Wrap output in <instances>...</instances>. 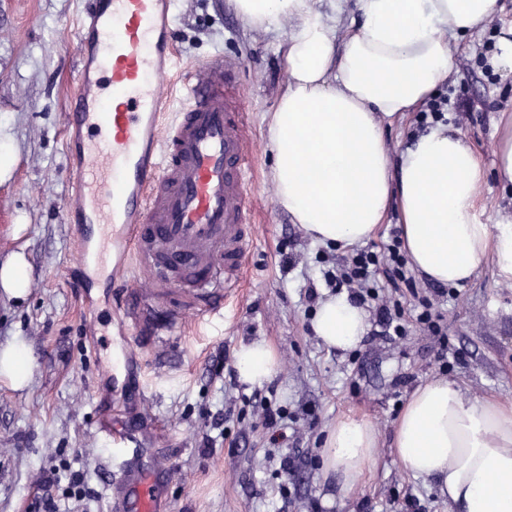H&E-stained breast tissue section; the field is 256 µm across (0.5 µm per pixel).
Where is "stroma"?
<instances>
[{"label": "stroma", "instance_id": "1", "mask_svg": "<svg viewBox=\"0 0 512 512\" xmlns=\"http://www.w3.org/2000/svg\"><path fill=\"white\" fill-rule=\"evenodd\" d=\"M82 8L83 0H0V142L10 164L0 179V261L21 251L31 270L26 300L0 297V346L22 338L34 358L26 388L0 382V512H43L36 483L66 464L85 471L92 491L69 500L72 512H106L111 425L135 430L165 468L158 488L165 512H454L397 462L394 423L416 387L434 377L472 397L512 402V282L487 261L471 281L448 288L435 306L448 327L447 363L437 341L416 330L393 343L327 348L311 329L305 297L311 285L327 290L322 247L275 204L267 177L264 117L288 78L279 47L292 22L256 31L227 0H174L176 71L217 54L237 63L255 150L249 273L228 305L202 318L176 284L136 271L133 290L98 288L94 312H83L65 222L72 191L65 113ZM488 38L482 30L452 41L453 75L441 87L467 108L457 129L487 164L501 115L512 110V74L482 62ZM18 224L23 233H15ZM255 340L277 353V402L297 416L286 450L297 468L287 477L277 472L281 451L243 401L252 387L212 367L220 352ZM344 417L370 421L378 436L367 479L345 498L322 467L326 432ZM207 436L214 449L204 448ZM411 495L419 508L408 506Z\"/></svg>", "mask_w": 512, "mask_h": 512}]
</instances>
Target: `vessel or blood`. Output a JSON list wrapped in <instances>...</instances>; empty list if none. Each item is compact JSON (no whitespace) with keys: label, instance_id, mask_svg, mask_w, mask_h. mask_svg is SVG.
<instances>
[{"label":"vessel or blood","instance_id":"obj_1","mask_svg":"<svg viewBox=\"0 0 512 512\" xmlns=\"http://www.w3.org/2000/svg\"><path fill=\"white\" fill-rule=\"evenodd\" d=\"M171 14V0H89L66 114V215L88 278L113 283L133 266L205 301L246 272L253 138L235 63L220 54L183 74L189 101L170 111ZM115 439L113 512H157L164 471L133 430Z\"/></svg>","mask_w":512,"mask_h":512}]
</instances>
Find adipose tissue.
Returning <instances> with one entry per match:
<instances>
[{
	"label": "adipose tissue",
	"instance_id": "ef3b65f1",
	"mask_svg": "<svg viewBox=\"0 0 512 512\" xmlns=\"http://www.w3.org/2000/svg\"><path fill=\"white\" fill-rule=\"evenodd\" d=\"M249 27L288 17L281 46L288 82L265 118L275 201L316 244L346 247L376 236L390 208L399 212L407 256L431 282L458 287L492 261L512 281V224H484L478 190L488 172L459 131L437 124L414 136L392 164L382 120L419 111L451 72L453 39L477 32L497 0H356L359 24L338 33L316 0H230ZM312 328L328 347H358L367 315L347 294L320 300ZM24 341L0 347V380L30 378ZM243 383L259 386L279 369L275 351L254 341L235 353ZM376 433L342 419L323 450L325 474L342 495L362 483ZM405 472L432 481L461 512H512V403L473 398L434 378L408 397L393 431Z\"/></svg>",
	"mask_w": 512,
	"mask_h": 512
}]
</instances>
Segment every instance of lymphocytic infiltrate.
<instances>
[{"mask_svg": "<svg viewBox=\"0 0 512 512\" xmlns=\"http://www.w3.org/2000/svg\"><path fill=\"white\" fill-rule=\"evenodd\" d=\"M401 245V238L394 234L388 243L353 250L340 258L335 272L326 273V283L332 290L347 291L357 305L373 309L371 339L393 341L407 336L413 327L444 339L447 330L442 317L430 296L417 289ZM408 296L414 299V307H406Z\"/></svg>", "mask_w": 512, "mask_h": 512, "instance_id": "lymphocytic-infiltrate-1", "label": "lymphocytic infiltrate"}]
</instances>
